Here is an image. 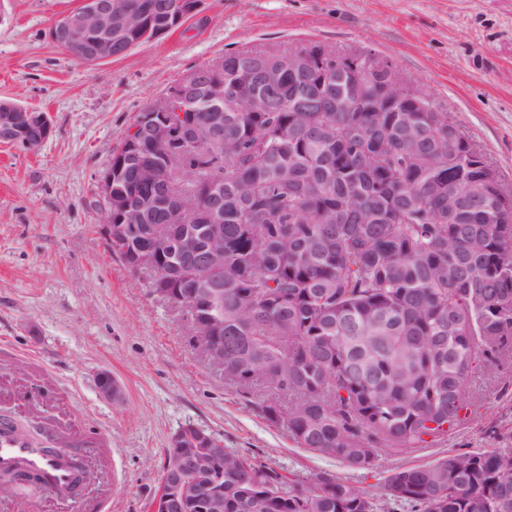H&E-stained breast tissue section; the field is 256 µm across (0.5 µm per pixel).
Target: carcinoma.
<instances>
[{
	"label": "carcinoma",
	"instance_id": "carcinoma-1",
	"mask_svg": "<svg viewBox=\"0 0 512 512\" xmlns=\"http://www.w3.org/2000/svg\"><path fill=\"white\" fill-rule=\"evenodd\" d=\"M170 2L124 0L168 32ZM286 55L226 53L219 70L198 66L197 80L224 83ZM350 58L369 71L364 96H375L393 64L370 50L336 53ZM318 80L285 73L265 112H226L200 94L189 124L223 140L222 153L193 139H144L135 151L121 141L112 192L145 211L112 216L136 226L113 236L112 251L130 267L168 231L165 278L201 320L214 283L184 269L211 245L217 207L224 283L212 312L224 378L243 394L272 391L262 413L301 447L369 470L383 448L447 440L470 405V375L512 355V192L438 102L433 112L289 111L305 94L327 101ZM327 119L333 137L319 133ZM377 154L382 169L370 163ZM154 169L158 180H144ZM267 214L276 222L260 223ZM497 440L508 447L397 467L384 496L411 512H512V433ZM220 468L219 482L215 470L193 474L195 498L178 512H204L218 490L224 512H378L333 475L290 478L228 448Z\"/></svg>",
	"mask_w": 512,
	"mask_h": 512
}]
</instances>
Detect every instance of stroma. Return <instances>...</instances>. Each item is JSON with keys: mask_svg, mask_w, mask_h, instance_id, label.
<instances>
[{"mask_svg": "<svg viewBox=\"0 0 512 512\" xmlns=\"http://www.w3.org/2000/svg\"><path fill=\"white\" fill-rule=\"evenodd\" d=\"M82 0H0V100L47 113L35 153L0 144V410L76 453L112 451L111 512H151L172 435L193 424L225 447L377 492L384 473L495 447L512 430V361L476 370L446 442L383 449L373 472L298 446L199 357L176 312L103 234L99 178L125 129L197 66L316 40L366 47L425 87L512 185V0H202L178 29L88 65L50 23ZM122 388L101 397L100 373Z\"/></svg>", "mask_w": 512, "mask_h": 512, "instance_id": "1", "label": "stroma"}]
</instances>
